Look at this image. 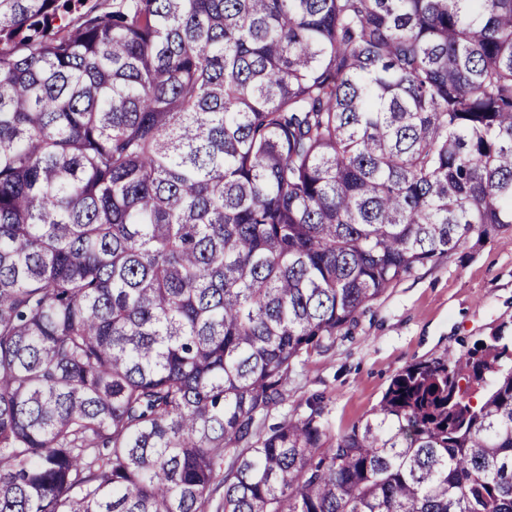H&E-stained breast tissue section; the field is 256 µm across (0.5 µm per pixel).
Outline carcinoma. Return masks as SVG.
Instances as JSON below:
<instances>
[{"instance_id":"cac0c4a2","label":"carcinoma","mask_w":512,"mask_h":512,"mask_svg":"<svg viewBox=\"0 0 512 512\" xmlns=\"http://www.w3.org/2000/svg\"><path fill=\"white\" fill-rule=\"evenodd\" d=\"M509 229L512 0H0V512H512L501 334L263 429Z\"/></svg>"}]
</instances>
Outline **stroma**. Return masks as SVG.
<instances>
[{"mask_svg": "<svg viewBox=\"0 0 512 512\" xmlns=\"http://www.w3.org/2000/svg\"><path fill=\"white\" fill-rule=\"evenodd\" d=\"M512 336V231L461 247L393 283L327 349L298 364L266 426L320 406L350 430L408 365L447 359L480 338Z\"/></svg>", "mask_w": 512, "mask_h": 512, "instance_id": "35a3bbf8", "label": "stroma"}]
</instances>
